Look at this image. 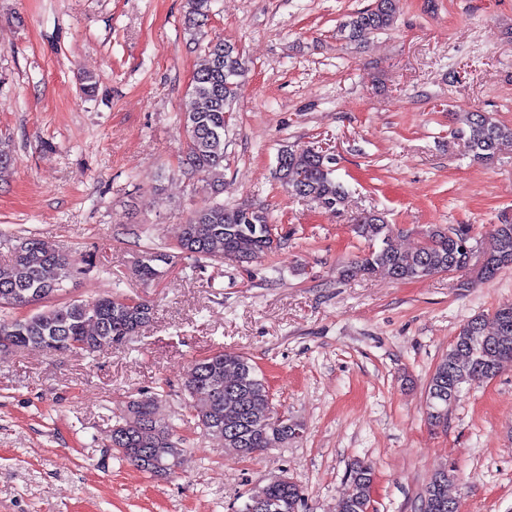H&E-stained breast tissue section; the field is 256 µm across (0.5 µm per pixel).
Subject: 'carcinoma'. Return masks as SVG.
Listing matches in <instances>:
<instances>
[{
    "label": "carcinoma",
    "instance_id": "obj_1",
    "mask_svg": "<svg viewBox=\"0 0 512 512\" xmlns=\"http://www.w3.org/2000/svg\"><path fill=\"white\" fill-rule=\"evenodd\" d=\"M213 0H187L184 30L191 41L206 26ZM398 0H373L371 6L349 16L341 35L356 42L365 35L389 29ZM208 62L194 72L189 85V107L180 113L185 133L184 161L201 176L212 195L224 193L226 114L233 111L238 79L248 71L240 51L226 43L207 45ZM463 141L471 159L495 161L502 147L512 146V124L489 112H466L464 127L453 132ZM332 160L314 148L286 146L277 156L275 175L288 194L338 211L348 193L335 177ZM268 212L252 204L227 207L216 200L195 212L181 226L174 251L149 247L132 268L133 276L150 283L160 279L175 259L193 262L226 260L249 265L275 253L264 232ZM352 231L363 240L349 265L346 278L375 277L416 280L450 269L470 270L465 244L472 240L470 227L450 228L433 224L419 245L405 250L396 241L383 213L362 211L352 218ZM479 278L494 279L512 267V223L496 224L484 245ZM73 263L57 246L36 234L18 237L11 258L0 263V356L24 348H40L52 355L94 353L121 347L152 319L153 307L141 300L104 296L92 302L51 300L62 295L70 280ZM27 309L21 317L11 311ZM493 327L477 317L460 326L454 342L431 373L426 388L427 419L435 428L444 427L448 412L459 400L463 387L493 377L502 364L512 361V307L492 315ZM189 396L187 407L196 427L244 458L294 439L301 429L296 422H279L264 375L240 352L218 350L194 360L183 382ZM117 442L112 448L130 465L152 476L175 473L184 449L177 438V425L156 416L154 400L144 396L130 402L115 424ZM455 470L442 468L425 489V512H455L448 485ZM374 473L357 464L349 473V490L336 512H357V505L371 496ZM303 491L293 482L275 480L252 491L240 512H299Z\"/></svg>",
    "mask_w": 512,
    "mask_h": 512
}]
</instances>
